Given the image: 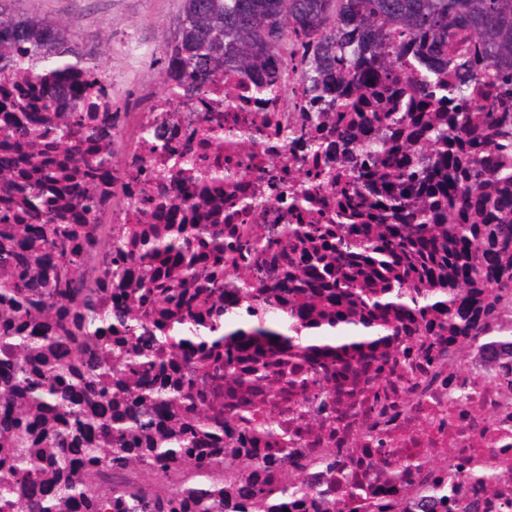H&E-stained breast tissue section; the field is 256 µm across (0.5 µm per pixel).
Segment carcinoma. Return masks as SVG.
I'll list each match as a JSON object with an SVG mask.
<instances>
[{
    "label": "carcinoma",
    "instance_id": "carcinoma-1",
    "mask_svg": "<svg viewBox=\"0 0 512 512\" xmlns=\"http://www.w3.org/2000/svg\"><path fill=\"white\" fill-rule=\"evenodd\" d=\"M178 38L167 49L169 68L184 77L189 94L203 82L233 67L247 75L263 54L283 51L308 39L322 51L328 70H344L352 62L354 37L336 28L346 0H183ZM359 23L362 37H376L384 23L409 31L423 29L437 42L448 40V28L465 23L470 32L488 41L496 55L512 58V0H363ZM23 54L49 68L73 65L80 56L64 32L38 18L20 19L0 9V74L14 67ZM480 128L485 135L477 137ZM433 169L412 165L396 156L384 142L366 146L388 168L385 178L396 187L382 208L394 214L407 211L402 224H358L356 213H336V243L325 242L317 224L284 227L288 239L302 242L319 237L327 254L304 252L291 261L283 280L289 289L293 270L309 277L317 288L328 282L336 289V326L349 329L354 310L378 314L400 310L413 301L424 336L448 335L457 319L468 321L478 341H490L512 354V328L494 322L498 298L489 297L472 314L456 307L469 292L512 287V112H455L427 131ZM420 205L409 210L411 198ZM68 224H45L37 240L63 266L70 254ZM286 328L270 316L249 326H224V336H284ZM183 449L174 445L153 448L166 464ZM261 484L237 486L227 481L224 512L232 496H256Z\"/></svg>",
    "mask_w": 512,
    "mask_h": 512
}]
</instances>
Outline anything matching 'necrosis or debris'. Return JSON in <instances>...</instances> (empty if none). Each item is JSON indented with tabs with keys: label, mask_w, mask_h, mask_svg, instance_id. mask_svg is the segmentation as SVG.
Wrapping results in <instances>:
<instances>
[{
	"label": "necrosis or debris",
	"mask_w": 512,
	"mask_h": 512,
	"mask_svg": "<svg viewBox=\"0 0 512 512\" xmlns=\"http://www.w3.org/2000/svg\"><path fill=\"white\" fill-rule=\"evenodd\" d=\"M503 67L464 27L439 49L428 32L387 25L348 70L323 74L313 55H278L247 77L225 69L192 95L170 81L134 112L116 109L112 77L93 62L54 74L23 61L1 76L0 230L19 240L29 225L65 221L77 253L59 273L63 294L22 295L29 318L0 302V332L18 335L7 351L15 368L0 372V417L33 427L25 437L0 426V512H43L41 487L57 494L53 512H74L76 491L88 512H172L194 497L223 512L224 482L247 462L269 463L265 489L281 512L299 510L286 485L300 486L307 512L328 502L403 512L441 483L449 512L474 500L479 512H512V356L480 346L465 324L433 343L404 315L398 342L339 359L199 343L261 312L335 319L325 289L276 290L294 247L283 225L332 224L341 206L369 221L388 187L359 148L405 136L362 113H401L424 129L448 112L512 109ZM168 240L180 253L145 258L148 244ZM190 265L198 278L186 276ZM143 357L169 392L162 409L139 399L130 365ZM228 360L266 369L270 384L237 393ZM296 365L307 388L288 386ZM29 378L61 382L68 404L35 397ZM108 417L128 419L123 436L82 426ZM177 442L189 443L188 458L162 468L150 445ZM67 446L95 449L97 463L59 469ZM445 448L449 458L425 462L409 483L393 479L405 459ZM474 463L497 485L462 483Z\"/></svg>",
	"instance_id": "4bbe7bcc"
}]
</instances>
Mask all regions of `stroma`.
<instances>
[{
    "label": "stroma",
    "mask_w": 512,
    "mask_h": 512,
    "mask_svg": "<svg viewBox=\"0 0 512 512\" xmlns=\"http://www.w3.org/2000/svg\"><path fill=\"white\" fill-rule=\"evenodd\" d=\"M15 17L38 16L59 24L75 49L93 55L120 87L116 105L131 109L144 91H163L165 51L178 34L182 0H0ZM136 35L149 48L148 58L132 59L122 46Z\"/></svg>",
    "instance_id": "1"
}]
</instances>
